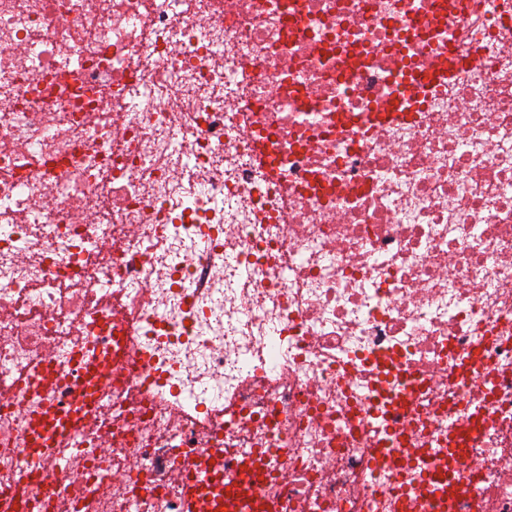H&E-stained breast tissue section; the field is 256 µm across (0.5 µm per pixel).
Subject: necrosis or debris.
Listing matches in <instances>:
<instances>
[{
  "label": "necrosis or debris",
  "mask_w": 512,
  "mask_h": 512,
  "mask_svg": "<svg viewBox=\"0 0 512 512\" xmlns=\"http://www.w3.org/2000/svg\"><path fill=\"white\" fill-rule=\"evenodd\" d=\"M213 448L512 512V0H0V512H186Z\"/></svg>",
  "instance_id": "obj_1"
}]
</instances>
